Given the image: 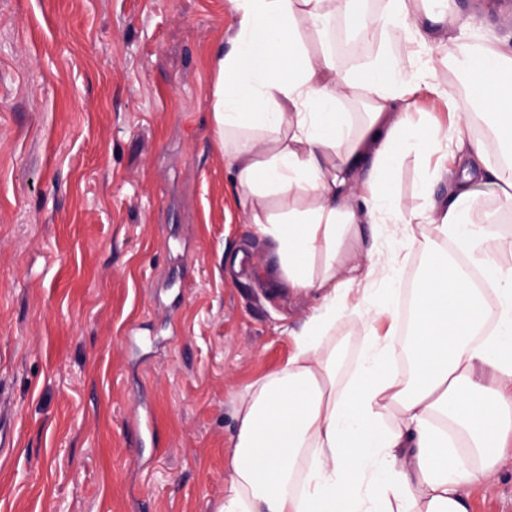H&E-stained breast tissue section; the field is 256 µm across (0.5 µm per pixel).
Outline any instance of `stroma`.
<instances>
[{
  "label": "stroma",
  "instance_id": "35a3bbf8",
  "mask_svg": "<svg viewBox=\"0 0 512 512\" xmlns=\"http://www.w3.org/2000/svg\"><path fill=\"white\" fill-rule=\"evenodd\" d=\"M229 0H0V382L18 445L0 512H216L245 385L283 367L312 298L231 195L212 132ZM449 54L512 45V0L424 23ZM424 163L390 187L417 203ZM363 326L338 319L345 378ZM159 447L137 446L145 416ZM512 512V447L466 496Z\"/></svg>",
  "mask_w": 512,
  "mask_h": 512
}]
</instances>
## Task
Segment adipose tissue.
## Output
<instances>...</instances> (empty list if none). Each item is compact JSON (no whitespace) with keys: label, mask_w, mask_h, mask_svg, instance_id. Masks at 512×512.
Here are the masks:
<instances>
[{"label":"adipose tissue","mask_w":512,"mask_h":512,"mask_svg":"<svg viewBox=\"0 0 512 512\" xmlns=\"http://www.w3.org/2000/svg\"><path fill=\"white\" fill-rule=\"evenodd\" d=\"M231 49L214 61L215 142L236 175L237 202L272 239L282 280L314 299L282 368L245 386L236 408L233 474L218 512H468L464 491L495 470L512 445V242L472 225L476 189L490 183L512 211V164H490L468 120L441 127L416 117L415 97L453 94L433 78L419 23H439L455 0H385L361 16L354 0H230ZM343 14L377 53L357 70L309 54ZM417 46L419 67L400 72L391 45ZM472 96L494 112V138L512 148V48L454 57ZM362 99L353 125L345 99ZM448 151L453 167L424 174L422 202H391L396 161ZM364 183L352 195L356 177ZM447 180L448 191L435 186ZM277 197L283 218L264 201ZM425 224L469 255L491 290L472 288L445 249L428 252L402 322L395 274L355 263L365 230L413 249ZM348 315L368 330L357 368L336 382L327 335ZM412 365L396 372L394 355ZM468 447L474 464L460 459Z\"/></svg>","instance_id":"obj_1"}]
</instances>
